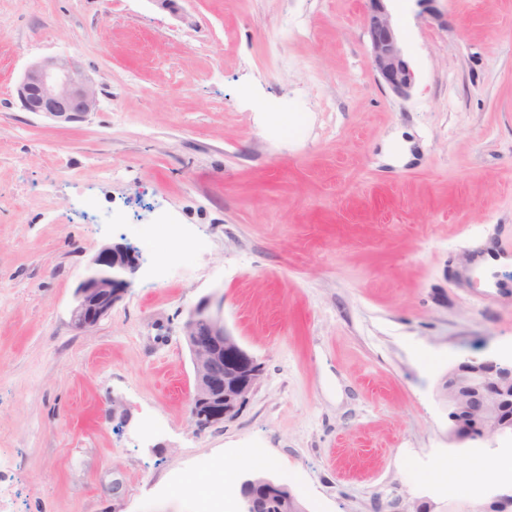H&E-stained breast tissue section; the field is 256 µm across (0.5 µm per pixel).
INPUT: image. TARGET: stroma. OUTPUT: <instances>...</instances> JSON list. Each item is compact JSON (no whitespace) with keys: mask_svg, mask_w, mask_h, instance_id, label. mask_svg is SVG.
<instances>
[{"mask_svg":"<svg viewBox=\"0 0 512 512\" xmlns=\"http://www.w3.org/2000/svg\"><path fill=\"white\" fill-rule=\"evenodd\" d=\"M362 0H0V506L200 512L212 461L306 512L476 506L442 385L512 352V291L479 250L512 232V0L390 10L416 81L372 69ZM76 57L96 111H23L28 65ZM287 123H279V116ZM197 239L160 266L156 225ZM139 254L93 329L71 321L101 247ZM210 299L259 363L238 414L200 429L183 324Z\"/></svg>","mask_w":512,"mask_h":512,"instance_id":"1","label":"stroma"}]
</instances>
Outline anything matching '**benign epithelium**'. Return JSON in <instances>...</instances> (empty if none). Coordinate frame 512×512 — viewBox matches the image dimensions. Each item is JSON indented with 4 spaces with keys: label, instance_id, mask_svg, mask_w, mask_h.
Masks as SVG:
<instances>
[{
    "label": "benign epithelium",
    "instance_id": "benign-epithelium-1",
    "mask_svg": "<svg viewBox=\"0 0 512 512\" xmlns=\"http://www.w3.org/2000/svg\"><path fill=\"white\" fill-rule=\"evenodd\" d=\"M388 0H363L362 24L373 69L392 92L407 97L415 73L392 22ZM17 96L23 110L74 119L96 110L98 91L72 56L31 63ZM139 268L135 254L121 245L104 246L92 270L75 288L72 322L78 330L95 327L131 288ZM195 373L190 413L199 428L234 417L260 379L259 365L242 348L207 303L190 309L183 325ZM443 396L448 403V440L458 448H480L491 455L512 440V360L499 355L467 359L448 372ZM475 512H512V490L491 488Z\"/></svg>",
    "mask_w": 512,
    "mask_h": 512
}]
</instances>
